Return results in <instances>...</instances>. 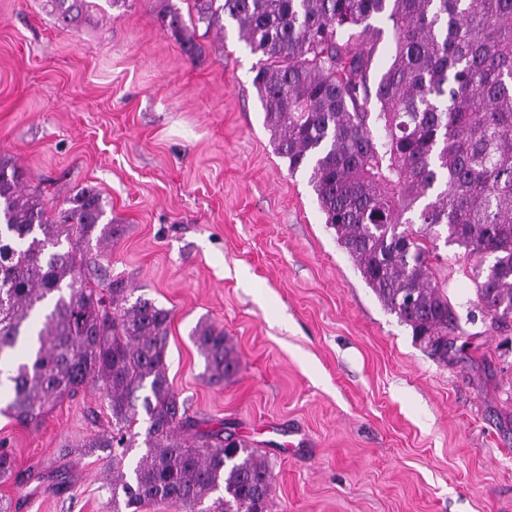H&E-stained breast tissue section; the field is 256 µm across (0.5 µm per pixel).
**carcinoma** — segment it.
<instances>
[{
	"instance_id": "1",
	"label": "carcinoma",
	"mask_w": 512,
	"mask_h": 512,
	"mask_svg": "<svg viewBox=\"0 0 512 512\" xmlns=\"http://www.w3.org/2000/svg\"><path fill=\"white\" fill-rule=\"evenodd\" d=\"M63 26L89 0H49ZM185 24L165 27L194 57L197 28L237 24L261 54L253 77L275 153L309 173L325 224L383 306L430 354L448 362L468 341L433 282L438 242L477 259V306L512 317V0H193ZM392 22L394 52L375 86L367 21ZM85 186L50 209L40 186L0 157V360L29 331L27 361L9 376L22 425L93 386L112 414L113 512L166 503L189 512H269L272 469L219 422L189 414L167 376L172 311L130 301L127 278L100 265L124 226L104 220ZM193 340L209 380L238 370L224 330L201 323ZM462 345H457V341ZM146 453L127 479L137 393Z\"/></svg>"
}]
</instances>
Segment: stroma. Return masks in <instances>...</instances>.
Masks as SVG:
<instances>
[{
  "instance_id": "stroma-1",
  "label": "stroma",
  "mask_w": 512,
  "mask_h": 512,
  "mask_svg": "<svg viewBox=\"0 0 512 512\" xmlns=\"http://www.w3.org/2000/svg\"><path fill=\"white\" fill-rule=\"evenodd\" d=\"M162 0H91L61 27L46 0H0V154L55 205L96 186L125 232L108 255L171 309L168 377L198 420L264 455L271 512H512V318L477 314L474 258L439 246L434 279L470 345L441 362L369 288L289 173L225 19L186 56ZM223 328L239 371L210 383L192 339ZM15 467L0 512H112V418L99 391L38 423L3 415Z\"/></svg>"
}]
</instances>
